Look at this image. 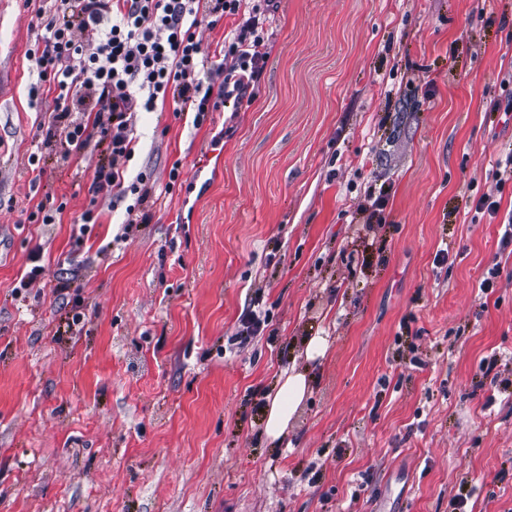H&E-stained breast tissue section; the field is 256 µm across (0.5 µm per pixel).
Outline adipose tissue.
<instances>
[{
	"label": "adipose tissue",
	"instance_id": "adipose-tissue-1",
	"mask_svg": "<svg viewBox=\"0 0 512 512\" xmlns=\"http://www.w3.org/2000/svg\"><path fill=\"white\" fill-rule=\"evenodd\" d=\"M309 391L305 373L296 367L285 370L278 387L266 397L263 435L268 442L282 440L288 424Z\"/></svg>",
	"mask_w": 512,
	"mask_h": 512
}]
</instances>
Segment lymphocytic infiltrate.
Returning a JSON list of instances; mask_svg holds the SVG:
<instances>
[{"label": "lymphocytic infiltrate", "mask_w": 512, "mask_h": 512, "mask_svg": "<svg viewBox=\"0 0 512 512\" xmlns=\"http://www.w3.org/2000/svg\"><path fill=\"white\" fill-rule=\"evenodd\" d=\"M45 11V32L29 51V93L53 96L46 136L63 140L67 159L91 142L104 145L108 159L95 166L89 193L134 194L142 206L137 223H149L151 186L144 175L130 183L124 176L133 156L130 120L167 101L173 112L194 113L199 126L206 113L242 105L268 59L258 33L260 0H51ZM202 15L239 20L224 40L232 65L220 85L210 51L196 37ZM91 30L97 42L85 40Z\"/></svg>", "instance_id": "lymphocytic-infiltrate-1"}]
</instances>
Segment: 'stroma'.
<instances>
[{
	"label": "stroma",
	"instance_id": "stroma-1",
	"mask_svg": "<svg viewBox=\"0 0 512 512\" xmlns=\"http://www.w3.org/2000/svg\"><path fill=\"white\" fill-rule=\"evenodd\" d=\"M36 10L0 0V512H512V0H275L248 105L136 115L126 176L159 198L129 231L39 131ZM308 392L306 374L298 371L293 361L276 390L266 396L263 435L268 442L281 441L287 435L288 424Z\"/></svg>",
	"mask_w": 512,
	"mask_h": 512
}]
</instances>
